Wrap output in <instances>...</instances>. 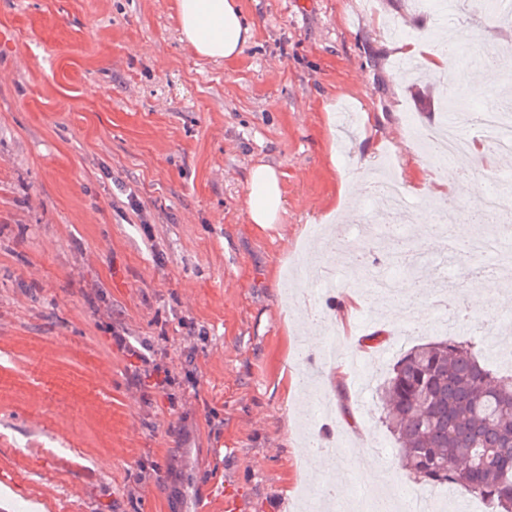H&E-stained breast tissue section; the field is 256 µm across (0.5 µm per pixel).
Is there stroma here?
<instances>
[{"instance_id":"obj_1","label":"stroma","mask_w":512,"mask_h":512,"mask_svg":"<svg viewBox=\"0 0 512 512\" xmlns=\"http://www.w3.org/2000/svg\"><path fill=\"white\" fill-rule=\"evenodd\" d=\"M252 38L229 61L181 41L176 0H0V512H298L334 478L305 448L366 438L375 486H412L382 422L379 379L410 347L443 339L430 304L439 279L432 225H404L395 249L365 247L367 264L404 268L422 255L417 310L391 336L393 309L360 274L307 277L314 225L341 180L355 234L368 212L367 166L418 155L406 126L438 125V77H399L396 45L449 28L415 0H238ZM462 56L449 69L470 109L512 89V24L460 5ZM502 54L481 72L487 50ZM273 166L286 211L251 224L248 173ZM287 281V289L277 281ZM309 293L308 339L289 296ZM356 295V314L340 323ZM460 341L482 343L495 321L512 351V299L473 305ZM166 335L180 382L176 405L144 401L112 345ZM361 348L354 374L295 360L329 338Z\"/></svg>"}]
</instances>
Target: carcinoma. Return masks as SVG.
I'll return each mask as SVG.
<instances>
[{
  "label": "carcinoma",
  "mask_w": 512,
  "mask_h": 512,
  "mask_svg": "<svg viewBox=\"0 0 512 512\" xmlns=\"http://www.w3.org/2000/svg\"><path fill=\"white\" fill-rule=\"evenodd\" d=\"M403 467L508 512L512 501V374L490 369L468 342L418 344L379 386Z\"/></svg>",
  "instance_id": "1"
}]
</instances>
